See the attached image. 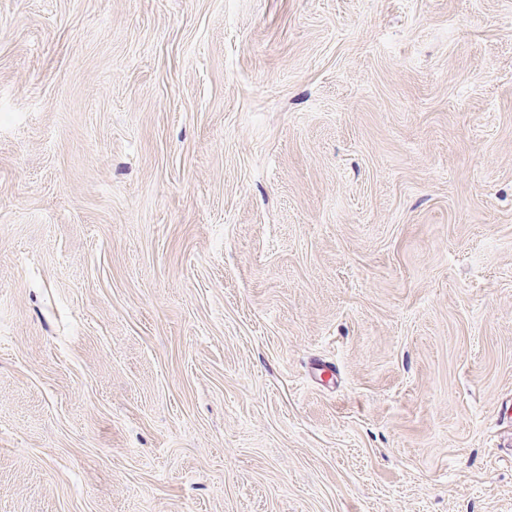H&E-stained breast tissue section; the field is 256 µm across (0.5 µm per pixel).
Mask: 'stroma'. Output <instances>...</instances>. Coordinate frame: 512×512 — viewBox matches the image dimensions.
Returning <instances> with one entry per match:
<instances>
[{
  "mask_svg": "<svg viewBox=\"0 0 512 512\" xmlns=\"http://www.w3.org/2000/svg\"><path fill=\"white\" fill-rule=\"evenodd\" d=\"M0 512H512V0H0Z\"/></svg>",
  "mask_w": 512,
  "mask_h": 512,
  "instance_id": "stroma-1",
  "label": "stroma"
}]
</instances>
